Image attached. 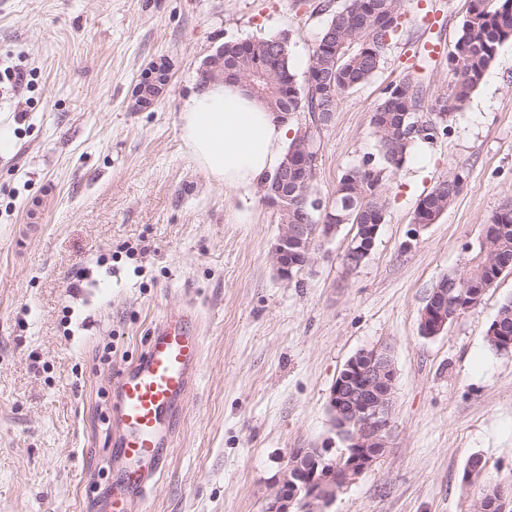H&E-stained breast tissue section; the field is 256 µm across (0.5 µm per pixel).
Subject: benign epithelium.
Returning <instances> with one entry per match:
<instances>
[{
	"mask_svg": "<svg viewBox=\"0 0 512 512\" xmlns=\"http://www.w3.org/2000/svg\"><path fill=\"white\" fill-rule=\"evenodd\" d=\"M317 145L304 143L299 151L286 155L278 168L277 181H288V171L296 170L308 181L314 179ZM283 217L298 199L282 192L267 198ZM378 224H361L344 255L345 265L360 266L370 255L379 232ZM341 225L335 217L327 224L279 225L271 248V259L277 276L293 278L292 255L312 261L317 239L329 240L338 234ZM486 288L471 287L461 292L454 309H448V290L443 284L432 288L428 305L420 313V329L425 336H437L450 319L475 305ZM396 370L391 350L385 345L363 349L351 356L330 388L329 412L337 434L346 442L344 462L336 463L329 448H297L290 463L270 494L267 512H326L339 491L354 483L383 455L389 447V424L392 412V386ZM481 512H512V499L493 488L480 504Z\"/></svg>",
	"mask_w": 512,
	"mask_h": 512,
	"instance_id": "7a95c632",
	"label": "benign epithelium"
}]
</instances>
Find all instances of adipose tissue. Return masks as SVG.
Masks as SVG:
<instances>
[{
    "label": "adipose tissue",
    "mask_w": 512,
    "mask_h": 512,
    "mask_svg": "<svg viewBox=\"0 0 512 512\" xmlns=\"http://www.w3.org/2000/svg\"><path fill=\"white\" fill-rule=\"evenodd\" d=\"M190 156L216 183L250 193L282 162L291 128L241 82L201 83L180 107Z\"/></svg>",
    "instance_id": "obj_1"
}]
</instances>
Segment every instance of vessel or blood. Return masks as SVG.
Masks as SVG:
<instances>
[{"instance_id":"obj_1","label":"vessel or blood","mask_w":512,"mask_h":512,"mask_svg":"<svg viewBox=\"0 0 512 512\" xmlns=\"http://www.w3.org/2000/svg\"><path fill=\"white\" fill-rule=\"evenodd\" d=\"M199 316L186 309L162 319L140 355L112 380V450L119 479L104 512H126L130 498L145 500L175 443L174 421L190 394L202 360Z\"/></svg>"}]
</instances>
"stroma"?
Here are the masks:
<instances>
[{"instance_id":"obj_1","label":"stroma","mask_w":512,"mask_h":512,"mask_svg":"<svg viewBox=\"0 0 512 512\" xmlns=\"http://www.w3.org/2000/svg\"><path fill=\"white\" fill-rule=\"evenodd\" d=\"M321 2L0 0V512H101L112 376L189 306L202 317L200 372L135 512H265L293 449L344 450L330 388L379 344L397 370L391 444L328 512H474L486 486L512 495V355L486 342L512 273L441 334L419 329L431 288L471 267L483 224L512 201V41L447 132L392 174L385 221L353 270L347 224L279 279L277 210L260 190L215 183L180 138L181 102L226 42L287 39L305 77L331 17ZM467 8L407 0L376 73L320 134L316 197L331 200L346 170L377 155L371 116L388 86L410 73L425 103L445 96ZM428 43L442 50L423 64ZM155 63L168 85L137 109ZM17 71L24 81H8ZM458 169L460 193L412 235L419 200Z\"/></svg>"}]
</instances>
